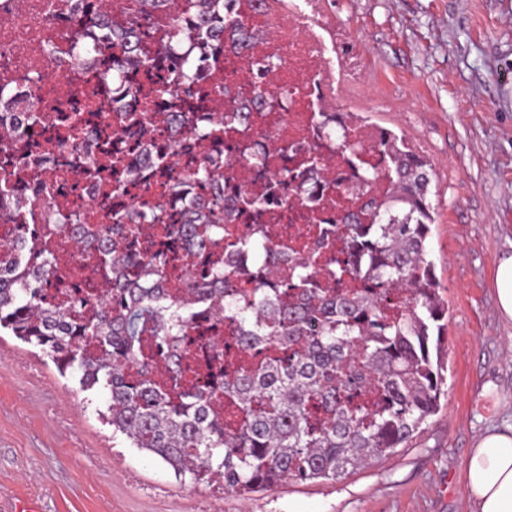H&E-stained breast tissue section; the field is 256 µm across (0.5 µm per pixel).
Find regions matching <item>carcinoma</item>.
Masks as SVG:
<instances>
[{
  "instance_id": "obj_1",
  "label": "carcinoma",
  "mask_w": 512,
  "mask_h": 512,
  "mask_svg": "<svg viewBox=\"0 0 512 512\" xmlns=\"http://www.w3.org/2000/svg\"><path fill=\"white\" fill-rule=\"evenodd\" d=\"M220 35L228 53L252 40L239 22L226 26L202 15L196 38ZM113 36L97 31L88 50H110ZM198 65L195 57L171 61V82L161 92H188ZM273 69L268 59L252 68L254 102L271 104L261 86ZM384 134L382 168L362 181L369 187L383 178L393 191L365 197L371 222L356 215L343 225L346 260L245 238L241 249L286 287L260 280L242 303L224 287L222 265L173 281L160 253L117 255L112 225L104 224L83 247L107 284L89 311L63 312L45 302L53 252L43 247L19 260L0 244V330L47 349L82 389H100L114 431L197 485L243 494L285 479L336 480L406 447L443 394L438 354L446 308L427 250L429 164L405 137ZM189 178L209 182L224 197L223 160L203 157ZM232 206L250 215L262 202L244 188ZM160 211L156 205L147 216L153 237L176 235L198 251L218 245L212 225L189 216L162 226ZM323 271L335 288L311 287ZM391 288L408 293L395 313L382 303ZM199 301L209 302L216 319L246 326L222 351L213 342L224 359V382L212 389L203 388L204 374L190 361L188 330ZM223 407L233 418H220Z\"/></svg>"
}]
</instances>
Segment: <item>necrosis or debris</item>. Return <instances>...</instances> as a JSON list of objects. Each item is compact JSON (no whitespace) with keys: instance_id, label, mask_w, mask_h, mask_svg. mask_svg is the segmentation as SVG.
<instances>
[{"instance_id":"obj_1","label":"necrosis or debris","mask_w":512,"mask_h":512,"mask_svg":"<svg viewBox=\"0 0 512 512\" xmlns=\"http://www.w3.org/2000/svg\"><path fill=\"white\" fill-rule=\"evenodd\" d=\"M79 2L0 0V128L26 121L32 113L41 117L7 142L17 172L8 182L0 181V242L23 251L40 245V237L25 234L24 225L50 224L57 214L74 213L88 230L110 224L128 248L155 252L151 239L133 235L140 225L136 203L160 200L165 218L180 222L212 193L189 178L184 158L170 155L161 164L140 166L133 178L127 177V167L177 140L176 122L185 110L201 120L226 112L230 102L250 100L246 77L256 58L275 62L268 92L280 104L272 111L254 108L241 141L209 140L210 155L224 159L225 198L245 186L262 191L275 172L296 169L306 152H314L319 163L316 172L307 174L304 192L289 197L287 206L267 202L256 220L224 213L219 251L232 271V283L242 290L252 286L245 272L249 260L235 246L239 237L258 231L279 241L300 237L312 249L322 238L320 225L333 229L346 214L359 212V177L382 165L379 133L370 125L348 124L345 150L326 136V128L336 124V72L352 69L354 56L339 52L335 38L314 20L312 0H265L261 6L255 0H228L224 17L239 20L254 39L245 53L216 52V64L197 80L209 91L202 102L191 94L171 98L153 93L170 79L169 58L202 55L191 36L198 24L196 9H181L175 18L167 10L151 9L145 0H113L109 23L123 30L136 27L138 48L101 55L78 51L77 39L69 34L73 28L87 30ZM177 24L184 31L179 39L172 36ZM109 69L117 72V82L104 80ZM62 112L82 119L73 136L56 132L55 118ZM135 116L147 118L146 133L130 126ZM47 153L59 157L58 167L38 166ZM100 163L120 171L108 193L88 174L90 166ZM49 241L57 265L47 285L48 302L57 304L77 288L96 289L99 277L69 229Z\"/></svg>"}]
</instances>
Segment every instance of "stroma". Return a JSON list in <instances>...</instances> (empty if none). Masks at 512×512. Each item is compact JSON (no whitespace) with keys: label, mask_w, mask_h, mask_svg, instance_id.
<instances>
[{"label":"stroma","mask_w":512,"mask_h":512,"mask_svg":"<svg viewBox=\"0 0 512 512\" xmlns=\"http://www.w3.org/2000/svg\"><path fill=\"white\" fill-rule=\"evenodd\" d=\"M360 55L349 111L406 135L431 166V257L448 307V390L409 447L345 478L224 495L175 478L98 414L105 398L0 333V512H467L466 458L512 424V323L493 294L512 253V0H319Z\"/></svg>","instance_id":"1"}]
</instances>
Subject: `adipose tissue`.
<instances>
[{"label": "adipose tissue", "mask_w": 512, "mask_h": 512, "mask_svg": "<svg viewBox=\"0 0 512 512\" xmlns=\"http://www.w3.org/2000/svg\"><path fill=\"white\" fill-rule=\"evenodd\" d=\"M464 488L468 512H512V432L491 430L476 440Z\"/></svg>", "instance_id": "adipose-tissue-1"}]
</instances>
